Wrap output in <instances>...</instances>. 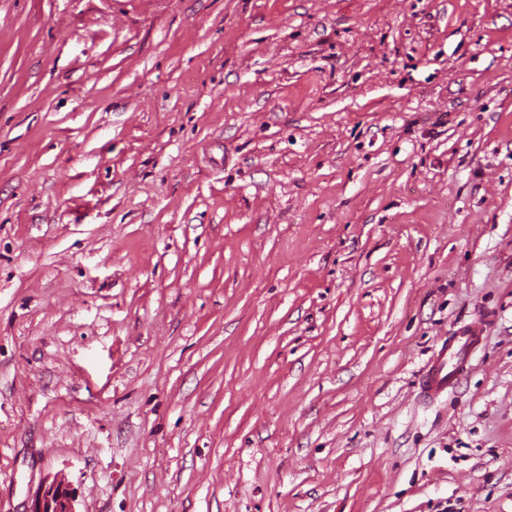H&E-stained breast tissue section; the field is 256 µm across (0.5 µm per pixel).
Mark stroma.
Wrapping results in <instances>:
<instances>
[{"mask_svg":"<svg viewBox=\"0 0 512 512\" xmlns=\"http://www.w3.org/2000/svg\"><path fill=\"white\" fill-rule=\"evenodd\" d=\"M60 472L512 512V0H0V512ZM480 340L478 332L468 326L442 341L421 372L420 390L425 399L434 401L457 386Z\"/></svg>","mask_w":512,"mask_h":512,"instance_id":"obj_1","label":"stroma"}]
</instances>
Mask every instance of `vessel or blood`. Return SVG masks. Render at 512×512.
I'll return each instance as SVG.
<instances>
[{"mask_svg":"<svg viewBox=\"0 0 512 512\" xmlns=\"http://www.w3.org/2000/svg\"><path fill=\"white\" fill-rule=\"evenodd\" d=\"M479 342L477 331L469 326L442 341L421 372L420 390L425 399L436 400L457 386Z\"/></svg>","mask_w":512,"mask_h":512,"instance_id":"obj_1","label":"vessel or blood"}]
</instances>
